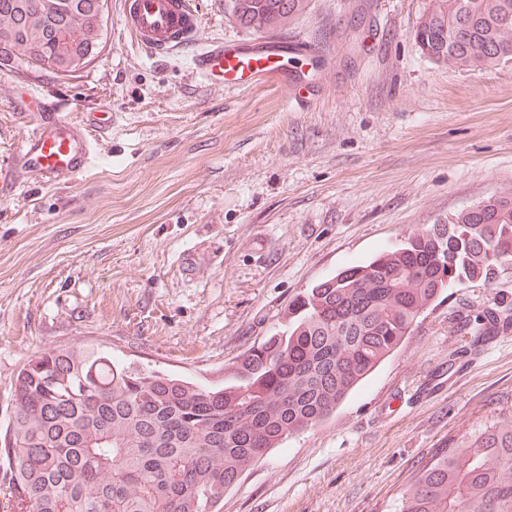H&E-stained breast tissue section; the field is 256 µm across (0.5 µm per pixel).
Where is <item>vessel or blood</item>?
<instances>
[{
  "mask_svg": "<svg viewBox=\"0 0 512 512\" xmlns=\"http://www.w3.org/2000/svg\"><path fill=\"white\" fill-rule=\"evenodd\" d=\"M122 21L132 38L151 54L168 55L195 44L200 19L192 0H122ZM285 40L218 42L195 58L201 78L249 88L257 81L296 86L295 76L278 57ZM95 123L60 118L43 111L24 140L17 160L47 185H65L87 172L92 163Z\"/></svg>",
  "mask_w": 512,
  "mask_h": 512,
  "instance_id": "vessel-or-blood-1",
  "label": "vessel or blood"
}]
</instances>
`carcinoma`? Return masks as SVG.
I'll return each mask as SVG.
<instances>
[{"label": "carcinoma", "instance_id": "carcinoma-1", "mask_svg": "<svg viewBox=\"0 0 512 512\" xmlns=\"http://www.w3.org/2000/svg\"><path fill=\"white\" fill-rule=\"evenodd\" d=\"M96 0H0V58L58 77L98 48ZM308 0H236L237 21L271 31ZM437 64L512 60V0H429L414 33ZM512 269V191L410 230L288 304L285 329L209 386L127 363L105 346L31 355L0 432V492L11 512H222L224 492L290 435L336 411L445 290ZM512 316L461 325L479 344ZM399 512H512V418L439 448L413 471Z\"/></svg>", "mask_w": 512, "mask_h": 512}]
</instances>
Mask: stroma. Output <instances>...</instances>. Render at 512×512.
Masks as SVG:
<instances>
[{"instance_id":"1","label":"stroma","mask_w":512,"mask_h":512,"mask_svg":"<svg viewBox=\"0 0 512 512\" xmlns=\"http://www.w3.org/2000/svg\"><path fill=\"white\" fill-rule=\"evenodd\" d=\"M195 46L157 58L108 0L66 78L0 66V428L35 352L104 345L199 384L282 329L289 302L351 262L512 187V61L437 64L413 38L429 0H310L281 37L305 80L210 85L193 58L253 41L229 0H193ZM111 115L91 168L43 184L15 156L43 98ZM512 311V270L446 290L336 412L224 495L223 512H397L436 449L512 415V327L471 344L456 317Z\"/></svg>"}]
</instances>
